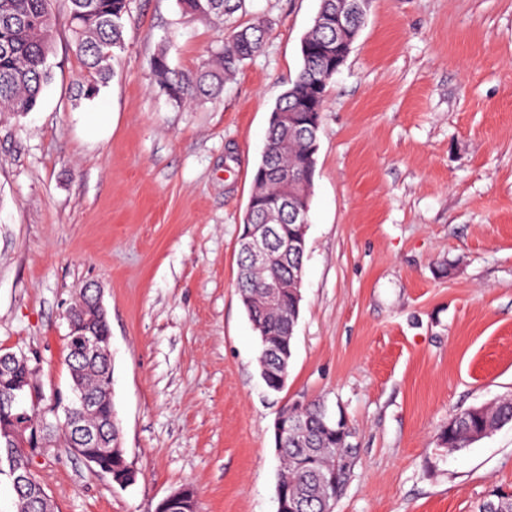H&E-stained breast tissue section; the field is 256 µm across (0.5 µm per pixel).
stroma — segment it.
Here are the masks:
<instances>
[{
  "mask_svg": "<svg viewBox=\"0 0 512 512\" xmlns=\"http://www.w3.org/2000/svg\"><path fill=\"white\" fill-rule=\"evenodd\" d=\"M318 8L244 0L219 24L130 0L125 48L83 99L62 7L38 106L0 114V349L70 396L66 312L97 285L138 471L120 490L66 449L35 451L53 512H153L183 487L199 512H277L273 426L298 400L324 402L358 450L335 512H478L512 491V425L439 442L460 411L512 396V0H372L322 116L288 383L260 375L237 241ZM255 23L263 48L219 97L169 102L162 44L190 70Z\"/></svg>",
  "mask_w": 512,
  "mask_h": 512,
  "instance_id": "obj_1",
  "label": "stroma"
}]
</instances>
